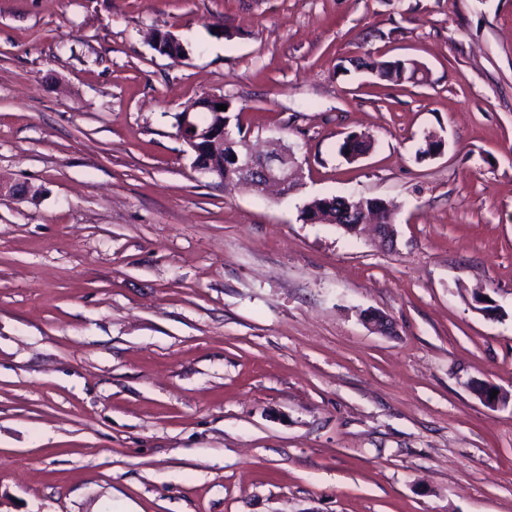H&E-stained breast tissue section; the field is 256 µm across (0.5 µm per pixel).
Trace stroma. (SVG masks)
<instances>
[{"mask_svg": "<svg viewBox=\"0 0 512 512\" xmlns=\"http://www.w3.org/2000/svg\"><path fill=\"white\" fill-rule=\"evenodd\" d=\"M207 94L301 183L195 170ZM0 179V512H512V0H0ZM373 148V141L365 135L352 134L343 140L339 147L340 154L348 161H353L358 156L368 154ZM376 198H361L358 201H345L341 198H331L329 204H323L318 200H313L303 207L302 214L313 212L319 215L324 223L336 224L348 232L356 233L360 230L361 222L372 217L373 212H378L383 224H379L377 219L370 223L374 226L376 234L385 241L393 242L396 236L394 224L389 223L390 216L386 209L375 200Z\"/></svg>", "mask_w": 512, "mask_h": 512, "instance_id": "obj_1", "label": "stroma"}]
</instances>
